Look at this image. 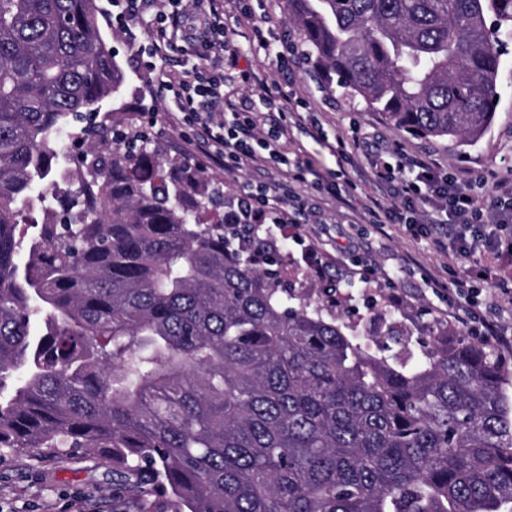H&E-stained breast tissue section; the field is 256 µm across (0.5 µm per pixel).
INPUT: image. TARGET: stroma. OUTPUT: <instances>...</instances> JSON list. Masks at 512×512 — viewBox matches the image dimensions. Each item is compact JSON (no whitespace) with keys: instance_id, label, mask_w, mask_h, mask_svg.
Segmentation results:
<instances>
[{"instance_id":"35a3bbf8","label":"stroma","mask_w":512,"mask_h":512,"mask_svg":"<svg viewBox=\"0 0 512 512\" xmlns=\"http://www.w3.org/2000/svg\"><path fill=\"white\" fill-rule=\"evenodd\" d=\"M248 11L226 7L222 20L228 30L224 46L225 68L255 71L252 86L236 87V94L259 101L264 85L277 84L291 96L289 122L293 136L288 157L303 170L304 182L285 178L267 159L231 174L212 162L195 146L188 129L170 124L156 81L148 75L151 37L148 22L157 0H141L140 13L129 27L105 15L101 27L105 41L123 64L127 83L120 111L104 104V113L132 122L163 155H181L198 166L208 179L222 182L227 196H234L241 182L268 185L273 192L299 194L311 208L301 228L284 224L272 233L288 256V275L303 282L312 300H319L329 279H336L342 322L360 335L373 352L389 347L396 361L412 363L419 354L424 320L448 330L450 341L466 340L457 320V307L466 294L447 290L454 273L470 265L439 250L448 227L435 225L432 236L412 237L405 225L374 224L367 209L370 199L390 204L387 187L375 184L369 161L356 150L354 138H370L387 146L383 159L395 163L398 151L438 163L443 174L467 181L484 200L497 195L496 185L506 176L501 167L512 156V40L502 48L497 79L500 99L490 130L471 145L455 146L445 140L420 139L400 134L383 113L370 109L337 87H328L317 76L296 26L289 21L286 0H247ZM271 17L277 37L287 39L295 55L287 69L265 55H251L254 25ZM315 250L319 269H310L303 255ZM392 316L399 331L392 340L375 335V315ZM112 465L103 459L77 456L61 462L33 453L0 451V512H139L138 499L117 491Z\"/></svg>"}]
</instances>
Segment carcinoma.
<instances>
[{
	"label": "carcinoma",
	"instance_id": "cac0c4a2",
	"mask_svg": "<svg viewBox=\"0 0 512 512\" xmlns=\"http://www.w3.org/2000/svg\"><path fill=\"white\" fill-rule=\"evenodd\" d=\"M327 80L456 143L496 112L512 0H288ZM97 0H0V449L104 458L175 512H512V402L423 325L408 365L295 294L185 158L108 145ZM77 133L74 168L56 131ZM60 205L56 219L28 220Z\"/></svg>",
	"mask_w": 512,
	"mask_h": 512
}]
</instances>
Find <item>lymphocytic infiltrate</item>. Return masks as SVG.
I'll return each mask as SVG.
<instances>
[{"label":"lymphocytic infiltrate","mask_w":512,"mask_h":512,"mask_svg":"<svg viewBox=\"0 0 512 512\" xmlns=\"http://www.w3.org/2000/svg\"><path fill=\"white\" fill-rule=\"evenodd\" d=\"M175 25L181 28L184 44L203 48V61L193 70L162 75L157 82L169 94L175 112L194 125L205 155L228 172L243 170L260 149L277 165L288 166V156L283 150L290 137L287 123L280 121L262 128L257 110L224 94L226 84L238 79L250 81L252 74L225 73L224 27L220 21L211 19L203 9L197 15L182 16L181 0H169L168 10L154 16L155 46L169 45L168 29ZM220 107L242 114V121L233 125L220 121L216 113ZM411 170L412 178L401 179L393 167L376 168L377 180L400 184L395 202L378 206L379 223H403L405 211L412 210L425 214L427 223L452 226L447 248L456 256L469 257L481 250L497 258L505 254L512 256V235L502 234L504 228L512 226L511 182L506 185L507 200L486 202L468 186L443 177L433 164L418 161ZM238 202L251 223L285 224L290 220L287 203L273 200L268 190L243 188Z\"/></svg>","instance_id":"obj_1"}]
</instances>
